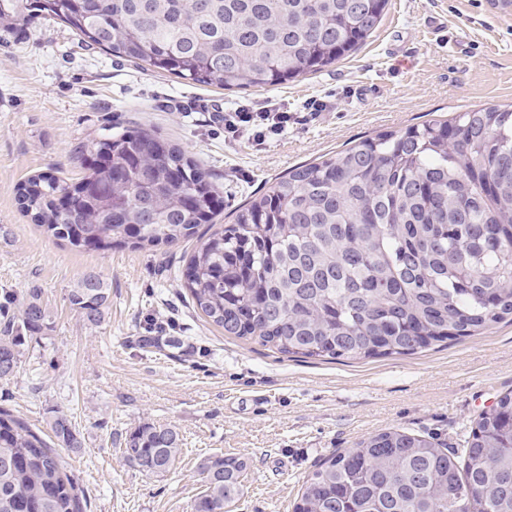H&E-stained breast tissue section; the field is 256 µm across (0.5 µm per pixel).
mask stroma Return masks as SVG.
Returning <instances> with one entry per match:
<instances>
[{"label": "stroma", "instance_id": "obj_1", "mask_svg": "<svg viewBox=\"0 0 512 512\" xmlns=\"http://www.w3.org/2000/svg\"><path fill=\"white\" fill-rule=\"evenodd\" d=\"M269 99L293 118L263 145L225 138L213 119L215 109ZM487 103H512V12L500 0H390L351 56L265 91L189 83L88 46L51 18L0 36V289H42L54 320L0 385V407L45 434L67 415L83 446L60 455L85 512H192L204 489L198 466L216 454L247 464L232 512H292L316 463L374 433L460 443L512 391V322L414 355L291 358L194 312L176 278L194 242L77 250L32 224L16 189L37 174L78 182L79 145L140 124L205 168L229 216L290 169ZM88 273L111 291L96 327L66 300ZM144 423L182 440L159 477L122 454L126 433Z\"/></svg>", "mask_w": 512, "mask_h": 512}]
</instances>
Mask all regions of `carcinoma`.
Segmentation results:
<instances>
[{
  "label": "carcinoma",
  "instance_id": "1",
  "mask_svg": "<svg viewBox=\"0 0 512 512\" xmlns=\"http://www.w3.org/2000/svg\"><path fill=\"white\" fill-rule=\"evenodd\" d=\"M389 0H0V34L57 19L113 56L220 89H271L315 74L376 31ZM78 184L51 174L17 188L21 211L84 250L175 244L215 224L210 176L145 127L78 150ZM197 310L226 336L324 360L410 355L512 321V104L483 105L366 137L299 166L212 232L181 271ZM110 288L85 274L70 309L97 325ZM42 289L0 302L8 383L52 328ZM52 442L0 407V512H83L59 448L82 439L63 414ZM181 450L142 424L123 454L160 476ZM246 462L199 466L193 512H224ZM292 512H512V391L478 415L461 448L387 429L314 465Z\"/></svg>",
  "mask_w": 512,
  "mask_h": 512
}]
</instances>
